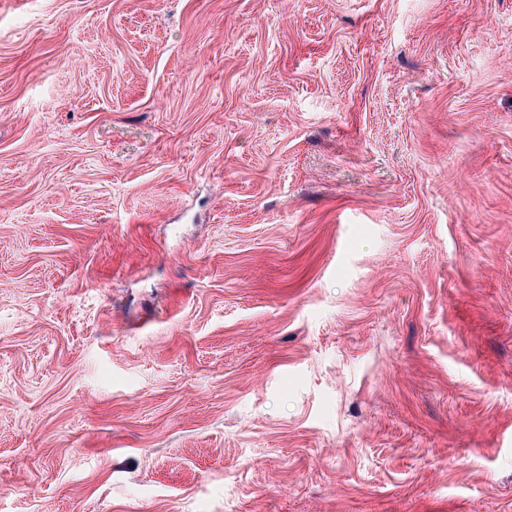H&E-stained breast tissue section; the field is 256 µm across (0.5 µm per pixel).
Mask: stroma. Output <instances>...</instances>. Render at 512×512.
<instances>
[{
  "mask_svg": "<svg viewBox=\"0 0 512 512\" xmlns=\"http://www.w3.org/2000/svg\"><path fill=\"white\" fill-rule=\"evenodd\" d=\"M0 512H512V0H0Z\"/></svg>",
  "mask_w": 512,
  "mask_h": 512,
  "instance_id": "stroma-1",
  "label": "stroma"
}]
</instances>
